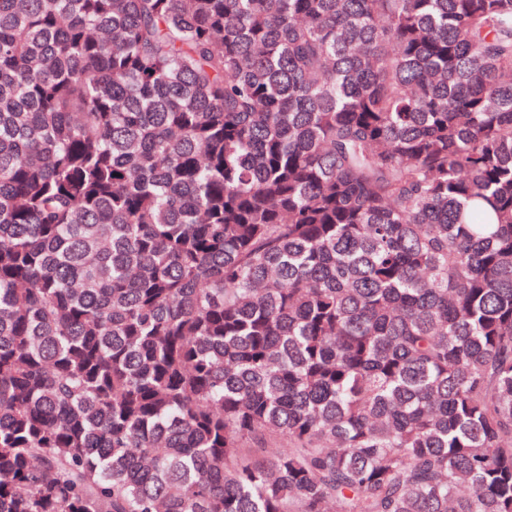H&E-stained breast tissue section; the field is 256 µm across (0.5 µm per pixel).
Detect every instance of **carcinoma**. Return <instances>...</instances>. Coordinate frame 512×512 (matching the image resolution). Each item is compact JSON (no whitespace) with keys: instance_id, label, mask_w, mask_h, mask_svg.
<instances>
[{"instance_id":"obj_1","label":"carcinoma","mask_w":512,"mask_h":512,"mask_svg":"<svg viewBox=\"0 0 512 512\" xmlns=\"http://www.w3.org/2000/svg\"><path fill=\"white\" fill-rule=\"evenodd\" d=\"M0 512H512V0H0Z\"/></svg>"}]
</instances>
